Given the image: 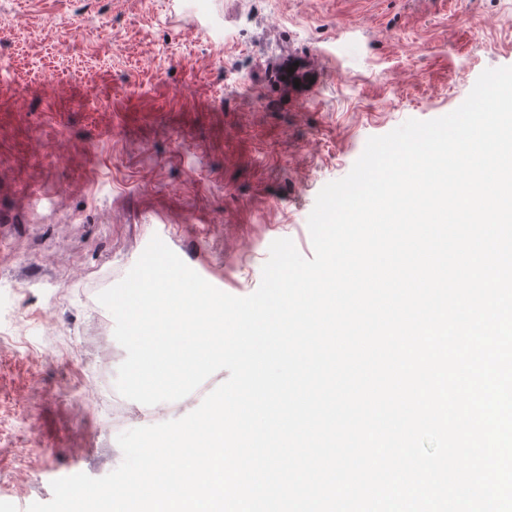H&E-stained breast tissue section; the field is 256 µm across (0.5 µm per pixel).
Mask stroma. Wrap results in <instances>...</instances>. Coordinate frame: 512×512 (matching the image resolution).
Masks as SVG:
<instances>
[{
    "instance_id": "35a3bbf8",
    "label": "stroma",
    "mask_w": 512,
    "mask_h": 512,
    "mask_svg": "<svg viewBox=\"0 0 512 512\" xmlns=\"http://www.w3.org/2000/svg\"><path fill=\"white\" fill-rule=\"evenodd\" d=\"M108 39H79L100 17ZM295 63L317 90L276 81ZM512 66V0H0V512L100 478L117 436L194 410L90 391L126 358L97 300L160 237L216 288L259 286L368 138Z\"/></svg>"
}]
</instances>
